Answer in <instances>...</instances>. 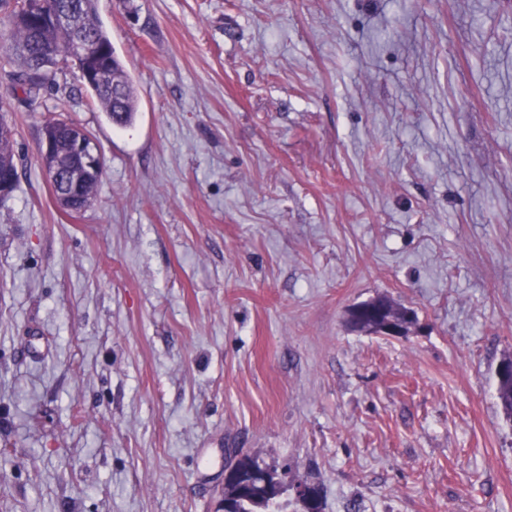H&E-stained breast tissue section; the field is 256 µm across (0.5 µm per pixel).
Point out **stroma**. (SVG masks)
I'll list each match as a JSON object with an SVG mask.
<instances>
[{"label":"stroma","instance_id":"1","mask_svg":"<svg viewBox=\"0 0 512 512\" xmlns=\"http://www.w3.org/2000/svg\"><path fill=\"white\" fill-rule=\"evenodd\" d=\"M97 8L133 124L63 64L7 115L0 512H219L241 451L324 512H512V0ZM49 118L104 160L73 216ZM382 302L376 298L368 301L367 303L357 305L353 309L355 315L362 313H371L374 318L369 322V326L372 330L376 331L378 335L384 336H405L407 334L406 328L409 323L408 320L411 315L406 317L407 321H401L393 319L387 316L385 307L382 306Z\"/></svg>","mask_w":512,"mask_h":512}]
</instances>
